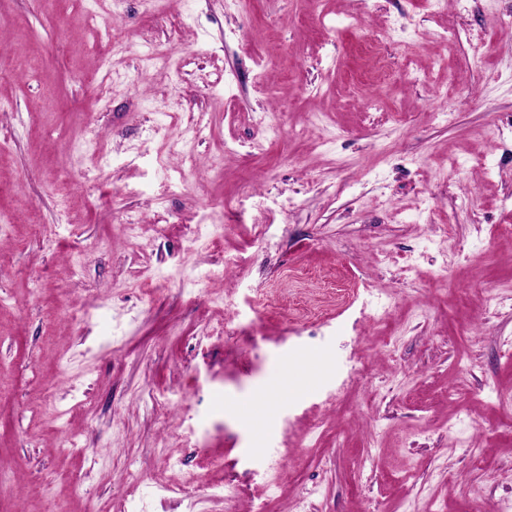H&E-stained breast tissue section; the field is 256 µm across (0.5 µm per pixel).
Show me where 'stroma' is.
Instances as JSON below:
<instances>
[{"label":"stroma","instance_id":"35a3bbf8","mask_svg":"<svg viewBox=\"0 0 512 512\" xmlns=\"http://www.w3.org/2000/svg\"><path fill=\"white\" fill-rule=\"evenodd\" d=\"M0 212V512H512V0H0Z\"/></svg>","mask_w":512,"mask_h":512}]
</instances>
